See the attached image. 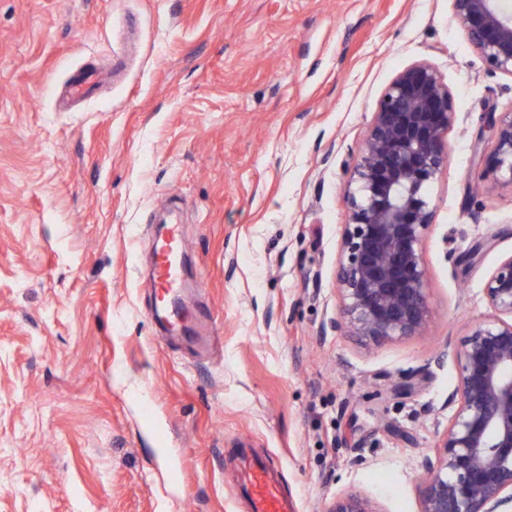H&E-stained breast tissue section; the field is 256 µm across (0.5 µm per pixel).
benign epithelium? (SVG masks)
I'll return each mask as SVG.
<instances>
[{"label": "benign epithelium", "instance_id": "benign-epithelium-1", "mask_svg": "<svg viewBox=\"0 0 512 512\" xmlns=\"http://www.w3.org/2000/svg\"><path fill=\"white\" fill-rule=\"evenodd\" d=\"M466 39L493 68L512 75V6L507 0H451ZM457 112L442 75L418 63L382 96L352 161L344 198L337 287L340 315L328 324L360 341L422 333L430 318L422 244L434 218L427 189L447 164ZM494 151L479 159L512 187V111L491 112ZM490 314L453 352V413L434 461L422 467L421 512H512V256L486 282ZM327 512H379L351 492Z\"/></svg>", "mask_w": 512, "mask_h": 512}]
</instances>
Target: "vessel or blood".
Wrapping results in <instances>:
<instances>
[{"instance_id":"1","label":"vessel or blood","mask_w":512,"mask_h":512,"mask_svg":"<svg viewBox=\"0 0 512 512\" xmlns=\"http://www.w3.org/2000/svg\"><path fill=\"white\" fill-rule=\"evenodd\" d=\"M182 232L180 224H171L168 236L157 251L153 275V288L159 302L153 310L173 329L188 337L199 336L197 327L205 320L202 312H193L182 303ZM202 337V336H199ZM204 343L218 342L216 332L202 337ZM238 483L246 496L249 512H296L295 499L286 490L272 459L241 449L239 456Z\"/></svg>"}]
</instances>
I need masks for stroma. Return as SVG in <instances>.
Listing matches in <instances>:
<instances>
[{"label": "stroma", "instance_id": "35a3bbf8", "mask_svg": "<svg viewBox=\"0 0 512 512\" xmlns=\"http://www.w3.org/2000/svg\"><path fill=\"white\" fill-rule=\"evenodd\" d=\"M417 63L458 117L427 190L431 318L365 345L322 330L345 162ZM492 110L512 75L450 0H0V512H248L242 447L275 457L299 512L350 492L420 512L451 352L512 256V187L473 152ZM173 209L184 301L224 336L206 352L148 316Z\"/></svg>", "mask_w": 512, "mask_h": 512}]
</instances>
